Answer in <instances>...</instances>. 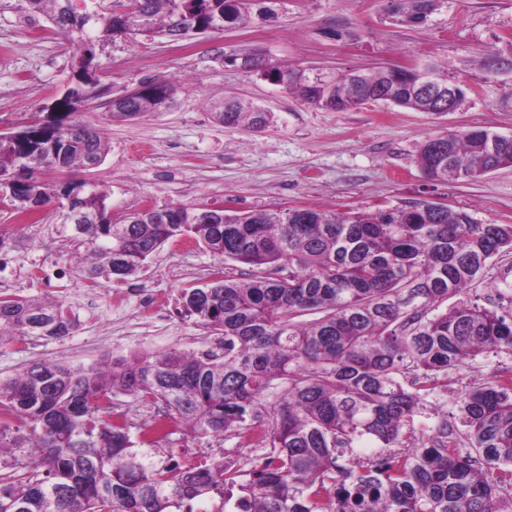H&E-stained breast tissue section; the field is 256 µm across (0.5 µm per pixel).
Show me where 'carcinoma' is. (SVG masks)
<instances>
[{"label": "carcinoma", "mask_w": 512, "mask_h": 512, "mask_svg": "<svg viewBox=\"0 0 512 512\" xmlns=\"http://www.w3.org/2000/svg\"><path fill=\"white\" fill-rule=\"evenodd\" d=\"M108 15L76 0H26L73 48L74 85L38 118L0 140V177L104 161L106 141L75 118L95 81L97 48L117 36H189L277 18L282 0H118ZM395 23L420 25L447 0H387ZM255 71L301 101L336 112L385 102L418 112L459 108L470 86L429 67L326 76L272 69L255 55L223 58ZM512 67V52L483 53L486 73ZM454 88L453 101L435 95ZM174 86L151 79L118 105L112 118L153 112ZM226 125L263 128L269 113L235 98L213 112ZM494 132L473 128L429 135L417 163L430 181L476 179L512 167V139L489 154ZM453 176H448V168ZM14 211L33 214L66 199L98 214L74 230L86 244L83 272L93 282L137 274L165 243L188 237L248 265L246 279L219 276L186 289L183 308L218 336L219 351L170 350L72 369L40 362L0 381V452L22 474L0 483V512H185L198 500L224 512H512V379L472 387L457 405L464 429L448 438V419L411 445L410 426L450 371L486 353L512 355V267L503 270L489 306L461 301L440 312L483 275L491 259L512 251L511 224H483L464 209L429 200L371 210L310 208L228 211L211 205H165L112 218L106 191L84 181L16 183ZM310 313L321 317L309 322ZM76 319L60 303L0 298V341L71 334ZM160 403L175 429L157 424L152 449L112 418V396ZM277 397L268 412L267 395ZM259 428L265 448L247 472L224 457L181 463L173 444L242 435ZM355 448L384 452L358 469L341 460Z\"/></svg>", "instance_id": "1"}]
</instances>
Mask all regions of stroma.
<instances>
[{"instance_id": "obj_1", "label": "stroma", "mask_w": 512, "mask_h": 512, "mask_svg": "<svg viewBox=\"0 0 512 512\" xmlns=\"http://www.w3.org/2000/svg\"><path fill=\"white\" fill-rule=\"evenodd\" d=\"M510 39L512 0H449L421 27L392 22L384 0H284L276 20L232 31L179 42L118 37L97 50L106 95L157 78L175 85L172 102L123 122L112 120L100 102L89 104L84 118L102 129L109 145L104 162L37 177L93 180L108 191L116 216L169 203L344 212L427 199L467 210L484 224L512 225V168L432 183L416 162L420 142L441 131L480 127L512 135V76H490L472 64ZM247 53L285 70L334 74L432 63L473 91L460 109L440 117L381 102L344 112L316 109L260 74L221 62ZM71 57L59 31L44 18H29L22 0H0V131L27 125L62 94L72 78ZM227 97L272 112L273 122L261 129L214 122L213 104ZM63 213L61 200H54L19 234L20 216L0 208V236L12 258L10 270L0 269V282H15L19 296L58 301L79 319L67 336L0 342V379L44 360L81 369L165 350H217L180 295L218 275L244 277L248 266L177 240L135 276L92 282L81 272L85 247L64 226ZM36 262L63 265L66 273L52 281L28 278ZM146 291L149 315L139 311ZM506 368L512 369V356L490 353L450 373L447 388L428 397V409L415 417L416 434H430L443 411L457 423L458 396ZM218 451L246 471L257 457L234 435L191 442L184 457Z\"/></svg>"}]
</instances>
